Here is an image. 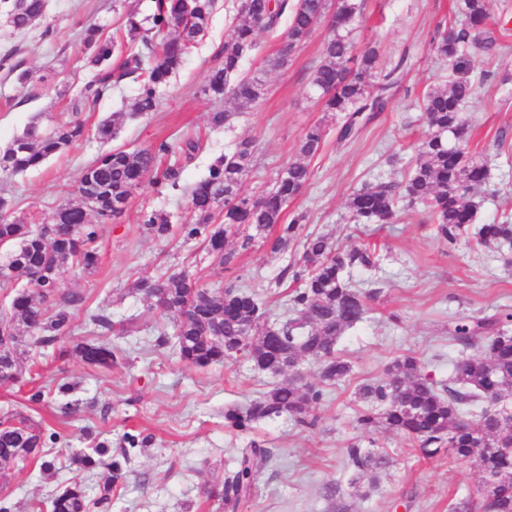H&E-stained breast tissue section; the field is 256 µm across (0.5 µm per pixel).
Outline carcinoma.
<instances>
[{"label":"carcinoma","instance_id":"1","mask_svg":"<svg viewBox=\"0 0 512 512\" xmlns=\"http://www.w3.org/2000/svg\"><path fill=\"white\" fill-rule=\"evenodd\" d=\"M47 7L48 0H0V19L12 33L25 36L43 24ZM215 8L216 0H153L148 14L137 6L124 11L121 24L109 37L96 24L84 25L80 33L84 60L93 75L73 101L71 117L46 130L29 126L0 150V168L24 172L89 133L104 144L111 142L118 131L115 117L119 113H112V118L92 130L79 113L94 111L125 81L137 84L127 116L156 111L160 89L204 35ZM359 8L358 0H240L239 21L224 45L215 50L202 86V93L213 104L211 127L218 129L232 121L235 113L227 105L255 102L264 95L261 78L241 75L242 63L256 50L261 36L279 37L276 61L285 66L328 17L331 35L323 43L311 85L319 92L324 111L341 114L337 140L356 138L374 113L384 111L388 92L397 83L392 71L384 82L375 83L380 60L377 47L368 45L358 59L350 57L352 25ZM461 8L464 22L449 25L431 42L437 58L448 63L450 80L443 87L430 88L422 99L428 133L415 147L407 176L400 182L381 180L353 192L346 204L348 222L387 224L401 203L423 201L430 208L437 239L448 247L456 245L475 223L474 190L488 184L490 170L472 153L462 108L474 93L472 48H497L491 29L501 19L491 18L488 0H462ZM16 52L14 46L0 49V70L25 82L29 73L13 62ZM325 136L322 125L308 127L299 143V155L315 157ZM254 147L253 140L245 139L232 151L213 158L207 175L189 190L196 219L182 230L189 238L202 239L224 264L232 260L224 255L225 241L231 235L238 236L242 251L259 237L270 241L274 253L299 245V264L284 267L277 277L279 284L288 278L298 284L288 298L291 317L275 321L267 304L244 288H205L185 272L142 279L135 290L152 300L148 312L176 315L172 334L161 332L156 346L172 345L180 361L206 368L246 360L273 376L294 372L288 383L273 385L246 407L225 410L224 419L231 427L246 430L260 421L284 418L296 427L312 428L317 422L313 406L323 400L324 392L318 385L302 382L297 369L304 360H313L327 386L350 376L351 363L338 345L369 312L366 295L352 285L350 273L355 268L375 270L378 257L362 244L338 246L327 234L302 235L305 218L300 214L284 221L288 203L309 182L310 168L304 162L288 163L260 198L241 195ZM200 149L199 141L187 140L178 148L164 141L153 148L107 150L82 170L76 199L60 205L52 222L41 227L11 217V201L0 195V246L6 248L0 257V283L25 278L0 318V333L8 336V346L0 351V382L21 381L19 361L29 353L23 335L31 337L34 347L54 346L71 335L74 313L84 306L85 298L76 291H59L60 274L69 267L91 270L97 264L99 225L91 221L90 213L120 218L133 191L147 179L160 194L181 190L183 161ZM169 154L176 159L159 169V157ZM143 224L158 239L172 234L169 217L162 211L144 214ZM474 235L484 248L512 247V219L479 224ZM137 321L130 317L114 322L102 313H90L86 319L90 338L59 347L58 355L110 368L120 350L97 337L114 329L131 336L139 330ZM511 322V312L457 320L448 340L464 349L475 348L477 353L456 360L446 383L435 381L425 373L420 359L405 354L390 361L385 378L366 382L355 392L359 430L400 434L427 459L446 451L458 459L475 460L481 472L475 489L478 501L453 503L450 512H512V422L500 417L497 407L512 397V335L506 330ZM148 439L147 435H125L128 447L106 463L109 478L94 501L104 512L111 504L112 483L125 475L129 449ZM44 444L42 429L23 413L0 419V478L7 477L4 466L37 457ZM107 452V445L101 443L76 455V462L92 470ZM346 456L351 486L366 476L375 480L391 464L386 450L364 447L359 436L348 442ZM271 457V449L251 441L239 450L223 487L209 489L208 497L220 500L227 512H236ZM50 512H89L82 482L76 479L54 494Z\"/></svg>","mask_w":512,"mask_h":512}]
</instances>
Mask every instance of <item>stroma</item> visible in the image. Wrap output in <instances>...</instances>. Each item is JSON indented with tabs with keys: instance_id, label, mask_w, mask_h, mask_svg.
Wrapping results in <instances>:
<instances>
[{
	"instance_id": "stroma-1",
	"label": "stroma",
	"mask_w": 512,
	"mask_h": 512,
	"mask_svg": "<svg viewBox=\"0 0 512 512\" xmlns=\"http://www.w3.org/2000/svg\"><path fill=\"white\" fill-rule=\"evenodd\" d=\"M238 7L239 0H217L208 30L162 90L156 111L129 117L136 94L129 83L114 90L96 111L82 113L91 128L112 113L124 112L111 142L115 148H150L196 134L204 148L186 165L182 191L160 196L151 183L140 185L123 216L101 225L97 266L64 274L63 290L80 292L86 299L84 310L75 314L72 337L85 338L90 310L105 311L116 321L142 314L149 303L134 291V282L180 272L207 288L243 286L268 302L274 318H282L294 284L287 280L279 285L275 278L297 259V251L275 253L259 239L231 264L220 263L200 239L182 233L189 217L186 189L204 176L213 155L251 138L255 157L241 192L260 194L283 166L297 159L305 129L319 122L327 131L324 146L310 161L307 188L289 203L286 214L304 215L306 230L331 234L339 245L364 243L379 255L378 271L351 272L352 283L371 293L368 320L341 342L353 373L328 389L316 405L315 427L298 428L278 419L242 433L227 427L225 409L245 407L271 386L273 376L246 362L204 369L185 365L172 348L155 344L159 329L171 328V317H160L157 326L134 336H108V344L122 350L109 369L72 357L55 358L49 347L32 349L23 358L25 382L0 383V414L17 410L40 423L47 436L44 452L54 459L56 470L43 474L32 458L11 466L7 479L0 480V504L11 512H30L33 503L48 501L76 479L85 485L89 499H96L106 469L78 474L70 459L100 442L119 452L127 433L148 434L153 441L131 450L129 475L112 488L111 512H224L205 490L223 484L238 449L253 440L273 448L274 457L238 512H448L480 480L471 461L452 456L428 460L405 438L381 431L374 438L390 454L391 465L381 473L377 488L361 497L348 485L345 456L349 440L358 434L352 399L360 382L383 377L386 364L407 352L420 358L425 373L435 380H448L453 362L465 354L448 340L449 320L512 312V266L503 264L497 248L476 247L468 234L455 247L443 246L426 204L404 207L391 224L357 228L346 219V201L354 191L379 180L405 178L412 145L425 131L422 97L449 73L447 64L432 53L431 41L448 24L462 23L457 0H364L353 50L378 45L384 65L399 66V82L385 110L356 140L342 143L336 139L338 117L323 110L311 86V73L329 34L324 25L279 68L270 65L276 40L261 39L243 70L264 79L266 94L244 106L230 126L210 130L211 104L201 87ZM120 20L116 0H49L45 23L50 37L36 31L19 37L0 25V44L19 46V61L35 77L23 85L0 71V149L31 124L50 126L89 80V71L79 63L82 26L96 22L110 32ZM473 56L476 83L463 113L472 150L490 168L489 188L475 196L476 221L485 224L512 214V48L477 49ZM103 150L89 137L26 172L0 171V195L12 197L13 216L50 220L75 191L82 169ZM151 210L169 214L174 227L170 237L157 239L147 232L142 215ZM63 382L75 385L64 397L56 389ZM33 385L44 390L41 403L29 401Z\"/></svg>"
}]
</instances>
